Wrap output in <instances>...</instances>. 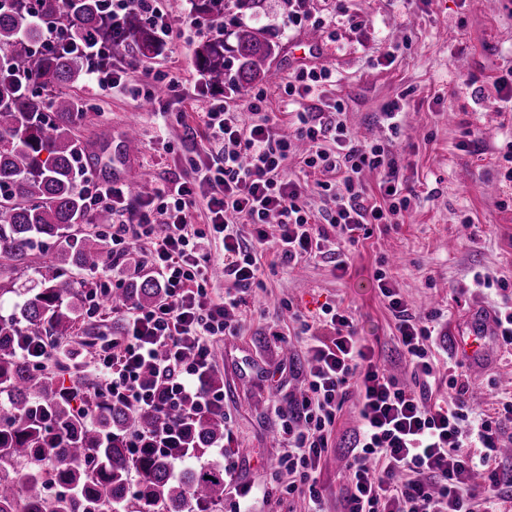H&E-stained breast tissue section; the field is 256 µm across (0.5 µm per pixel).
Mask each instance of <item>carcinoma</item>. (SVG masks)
<instances>
[{"label": "carcinoma", "instance_id": "obj_1", "mask_svg": "<svg viewBox=\"0 0 512 512\" xmlns=\"http://www.w3.org/2000/svg\"><path fill=\"white\" fill-rule=\"evenodd\" d=\"M196 16L216 25L233 7L246 12L261 0H194ZM101 0H0V271L17 269L32 251H53L35 269L19 310L0 314V512H219L224 465L200 459L224 439V415L197 419L191 460L129 457L127 434L160 421L154 411L133 413L112 402L104 385H65V368H34L15 351L17 337L43 336L69 345L85 305L86 282L70 272H96L108 259L98 232L75 230L86 217L79 183L98 145L72 136L77 101L64 92L86 76L73 56L45 51L53 28L66 37L142 58L159 54L153 29L132 11L120 28ZM233 44L224 32L206 35L194 61L212 89L249 84L265 73L275 44L240 25ZM161 297L153 277L120 289L115 300L146 307Z\"/></svg>", "mask_w": 512, "mask_h": 512}]
</instances>
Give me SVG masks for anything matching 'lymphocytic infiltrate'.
<instances>
[{"mask_svg":"<svg viewBox=\"0 0 512 512\" xmlns=\"http://www.w3.org/2000/svg\"><path fill=\"white\" fill-rule=\"evenodd\" d=\"M106 3L113 26L138 11L159 39H169L160 0ZM263 101L260 93L249 100L254 119L247 125L226 100L210 103L202 114L210 152L192 161L187 177L140 199L136 210H129L121 184L88 176L80 184L90 210H112L115 221L104 236L113 259L140 246L162 290L154 305L113 307L122 328L101 334L91 354L96 377L114 401L162 416L155 428L128 434L132 454L187 455L192 420L223 410V391L206 386L203 377L213 369L215 338L239 331L237 315L247 293L261 284L265 251L288 266L326 256L343 272L346 248L368 238L371 225L399 223L411 206L389 143L358 141L339 111L298 112L294 131L285 133L264 112ZM296 155L306 168L335 173V182L319 185L332 209L314 208L300 178L285 176ZM367 170L381 177L379 197L366 193L361 176ZM201 197L210 214L203 229L194 224ZM216 241L224 247L218 263L228 285L220 297L209 289ZM373 278L388 301L416 386H402L374 362L345 311L329 306L312 322L296 316L295 336L306 342L309 360L300 398L276 409L286 434L276 464L289 474L285 493L302 495L311 512H322L316 469L354 387L360 401L348 446L344 512H496L503 482L497 452L501 424L512 422V400L496 415L473 414L467 382L455 374L443 378L432 359L435 313L417 314L384 270ZM442 382L450 389L444 403L432 398ZM478 470L486 474L480 488L472 484Z\"/></svg>","mask_w":512,"mask_h":512,"instance_id":"f902f5d3","label":"lymphocytic infiltrate"}]
</instances>
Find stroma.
Wrapping results in <instances>:
<instances>
[{
	"instance_id": "1",
	"label": "stroma",
	"mask_w": 512,
	"mask_h": 512,
	"mask_svg": "<svg viewBox=\"0 0 512 512\" xmlns=\"http://www.w3.org/2000/svg\"><path fill=\"white\" fill-rule=\"evenodd\" d=\"M169 13L171 39L160 55L142 59L124 84L103 93L82 82L72 89L85 109L73 128L81 139L100 141L107 154L122 152L125 131L137 129L138 147L126 155L123 180L146 193L185 177L192 159L211 143L200 113L216 98L196 70L200 39L190 29L191 0ZM321 31L288 27V0H263L257 13L224 16V32L245 23L263 29L276 45L268 75L229 94L242 123L253 115L246 103L263 93V108L281 128L298 111L288 95L294 71L287 44L311 35L327 53L320 62L333 71L316 106L330 111L342 101L348 126L363 141H387L413 208L395 228L376 225L370 238L349 249L348 271L337 276L316 258L290 267L264 265L238 335L214 341L216 373L224 391V414L238 451L225 505L246 485L269 483L284 451L273 401L287 402L304 387L305 342L289 341L293 314L316 319L324 306L346 310L377 363L405 385L410 368L398 355L394 319L375 287L373 273L385 268L416 312L436 313L432 354L448 373L467 376L470 404L494 414L512 398V350L490 339L485 362L459 361L456 335L475 311L493 312L512 299V183L504 178L503 155L512 141V111L497 103L493 83L512 66V0H310ZM179 77L177 94L147 100L138 90L147 70ZM400 100L404 118L398 135L382 122V108ZM483 271L506 280V288L472 290ZM357 393H349L320 461L324 512H342L349 459L345 449L357 426Z\"/></svg>"
}]
</instances>
